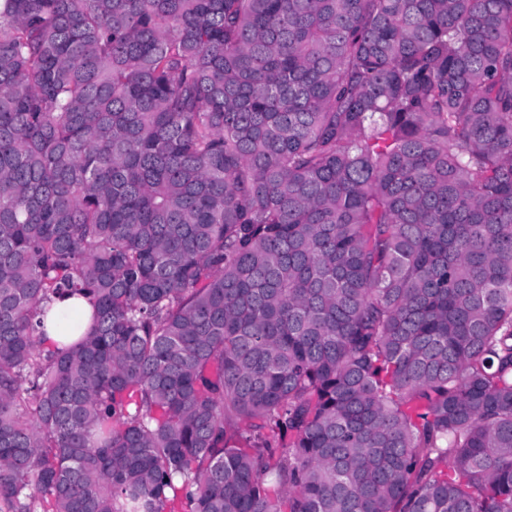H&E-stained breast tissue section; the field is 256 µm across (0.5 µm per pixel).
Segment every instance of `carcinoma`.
<instances>
[{
  "mask_svg": "<svg viewBox=\"0 0 512 512\" xmlns=\"http://www.w3.org/2000/svg\"><path fill=\"white\" fill-rule=\"evenodd\" d=\"M0 512H512V0H0Z\"/></svg>",
  "mask_w": 512,
  "mask_h": 512,
  "instance_id": "cac0c4a2",
  "label": "carcinoma"
}]
</instances>
